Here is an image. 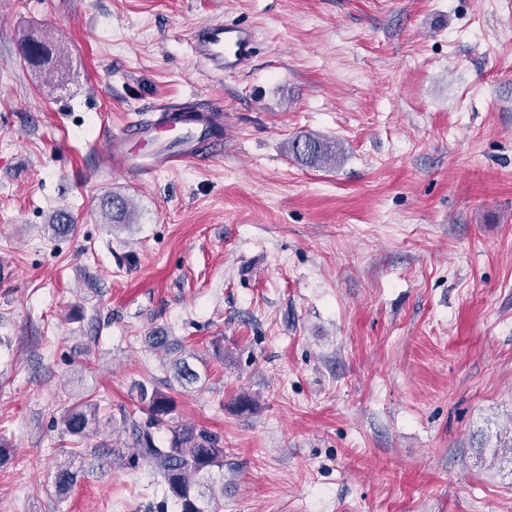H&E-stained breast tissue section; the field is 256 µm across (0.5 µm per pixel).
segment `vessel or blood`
<instances>
[{"label": "vessel or blood", "instance_id": "obj_1", "mask_svg": "<svg viewBox=\"0 0 512 512\" xmlns=\"http://www.w3.org/2000/svg\"><path fill=\"white\" fill-rule=\"evenodd\" d=\"M255 49L253 30L242 24L208 21L192 37L196 59L218 75L243 71ZM203 131V122L185 119L173 108L166 122H131L107 142L104 152L119 170L153 174L193 159Z\"/></svg>", "mask_w": 512, "mask_h": 512}]
</instances>
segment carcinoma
I'll return each mask as SVG.
<instances>
[{
	"instance_id": "obj_1",
	"label": "carcinoma",
	"mask_w": 512,
	"mask_h": 512,
	"mask_svg": "<svg viewBox=\"0 0 512 512\" xmlns=\"http://www.w3.org/2000/svg\"><path fill=\"white\" fill-rule=\"evenodd\" d=\"M26 60L35 66L55 68L63 58L61 45L35 38L29 34L22 39ZM288 152L300 162L312 168H324L337 160L338 146L314 136H298L288 143ZM105 215L114 224H127L131 219L128 200L114 195L104 202ZM48 228L53 237L67 236L74 231L70 216L58 211L50 218ZM178 379L189 384L198 382L200 374L189 363L179 358L175 362ZM140 401L147 403L145 420L132 415L125 416L123 425L129 432V440L123 447L112 449L124 464L135 467L141 462L152 468L157 484L162 486L165 498L160 508L165 510L168 503L178 512H221L224 501V484H216L211 477L212 470L224 469V442L220 435L206 427L191 423H177L169 428L166 444L158 443L154 429L165 422L173 411V399L159 389L148 390L139 386ZM64 433L86 439L98 431L99 404L88 400L72 403L62 416ZM78 477V468L72 461L57 465L56 486L62 494L67 493Z\"/></svg>"
}]
</instances>
